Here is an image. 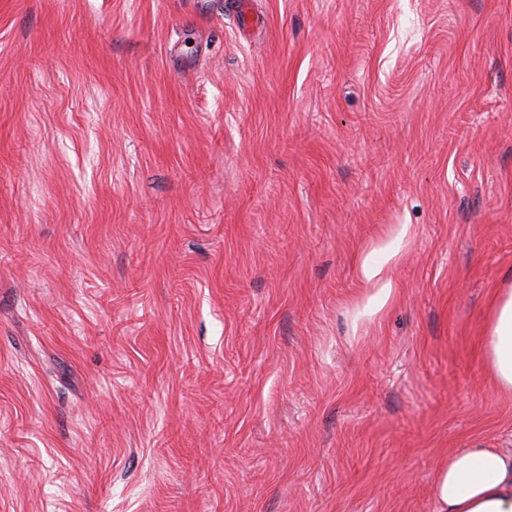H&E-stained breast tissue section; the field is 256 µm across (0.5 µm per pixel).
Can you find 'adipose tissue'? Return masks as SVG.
Returning a JSON list of instances; mask_svg holds the SVG:
<instances>
[{
    "label": "adipose tissue",
    "mask_w": 512,
    "mask_h": 512,
    "mask_svg": "<svg viewBox=\"0 0 512 512\" xmlns=\"http://www.w3.org/2000/svg\"><path fill=\"white\" fill-rule=\"evenodd\" d=\"M408 237V225H396L361 261L362 279L376 288L366 312H379L391 299L393 282L387 267ZM504 279L509 286L491 300L484 335L493 381L501 392L512 394V273H505ZM433 499L436 512H512V453L470 448L451 454L436 473Z\"/></svg>",
    "instance_id": "adipose-tissue-1"
}]
</instances>
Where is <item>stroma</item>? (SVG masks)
I'll return each instance as SVG.
<instances>
[{"instance_id":"35a3bbf8","label":"stroma","mask_w":512,"mask_h":512,"mask_svg":"<svg viewBox=\"0 0 512 512\" xmlns=\"http://www.w3.org/2000/svg\"><path fill=\"white\" fill-rule=\"evenodd\" d=\"M244 2L0 0V512H434L512 450V0ZM408 237L409 225H396L392 234L388 238L380 240L372 252L360 262L359 271L362 279L378 288L364 307L369 314L382 310L391 299L393 282L388 276L387 266L398 257ZM375 255H378L379 258H374ZM512 286L497 292L489 304L484 331L489 372L495 386L512 394Z\"/></svg>"}]
</instances>
